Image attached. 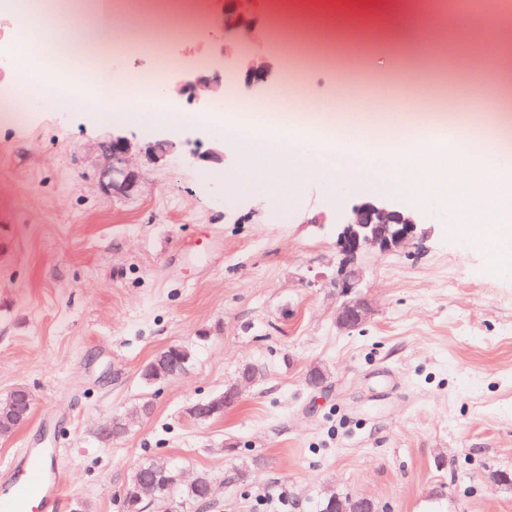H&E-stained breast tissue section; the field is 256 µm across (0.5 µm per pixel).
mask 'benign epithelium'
Returning <instances> with one entry per match:
<instances>
[{
    "instance_id": "7a95c632",
    "label": "benign epithelium",
    "mask_w": 512,
    "mask_h": 512,
    "mask_svg": "<svg viewBox=\"0 0 512 512\" xmlns=\"http://www.w3.org/2000/svg\"><path fill=\"white\" fill-rule=\"evenodd\" d=\"M247 0H226L224 28L243 37L252 32L247 21ZM273 72L266 60L253 62L245 75V82L252 87L267 83ZM170 89L196 103L201 109L215 108L217 101L224 98V76L215 72L201 74L186 69L170 81ZM135 144L117 137L101 146L108 162L105 171L109 178L105 188L128 190L135 183V175L128 169L130 155ZM426 231L420 228L418 218L409 209L385 201H365L355 205L341 219L337 228L336 250L339 262L333 284L345 301L340 305L336 321L342 328H353L364 322L369 314L368 303L359 297L366 280L363 254L370 248L390 252Z\"/></svg>"
}]
</instances>
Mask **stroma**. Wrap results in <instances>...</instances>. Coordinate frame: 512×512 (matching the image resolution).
Returning <instances> with one entry per match:
<instances>
[{
  "label": "stroma",
  "mask_w": 512,
  "mask_h": 512,
  "mask_svg": "<svg viewBox=\"0 0 512 512\" xmlns=\"http://www.w3.org/2000/svg\"><path fill=\"white\" fill-rule=\"evenodd\" d=\"M440 2L467 27L446 38L428 26L414 42L397 0H254L250 40L225 31L224 0H206L196 27L126 0L113 20L163 40L170 66L146 51L112 58L122 75L163 86L184 67L219 66L239 98L270 102L300 43H321L334 64L309 69V97L393 86L426 103L444 67L458 76L450 96L498 108L495 70L468 78L498 16ZM260 57L277 75L248 87ZM180 111V123L144 127L0 99V398L19 386L34 398L30 419L0 437V463L21 447H62L58 512H119L148 459L172 461L185 482L212 478L209 508L177 499L173 512H317L332 491L379 512H512V484L493 479L512 476V270L494 273L446 207L420 208L425 239L364 254L371 314L341 329L336 222L371 198L407 204L401 186L372 174L340 190L309 179L281 203L261 189L229 193L236 148L195 161L184 138L208 150L219 137L196 104ZM116 136L139 146L128 192L103 188L100 147ZM161 139L179 145L149 162L144 148ZM175 344L192 352L185 372L145 384L144 365ZM248 364L262 366L259 381L239 380ZM315 367L319 390L305 382ZM228 386L242 397L223 415H188ZM144 401L151 415L132 419ZM115 416L131 417L128 432L99 442Z\"/></svg>",
  "instance_id": "stroma-1"
}]
</instances>
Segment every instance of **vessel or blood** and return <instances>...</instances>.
Masks as SVG:
<instances>
[{"instance_id": "vessel-or-blood-1", "label": "vessel or blood", "mask_w": 512, "mask_h": 512, "mask_svg": "<svg viewBox=\"0 0 512 512\" xmlns=\"http://www.w3.org/2000/svg\"><path fill=\"white\" fill-rule=\"evenodd\" d=\"M59 449H21L0 482V512H54L60 499V470L48 467L47 456Z\"/></svg>"}]
</instances>
